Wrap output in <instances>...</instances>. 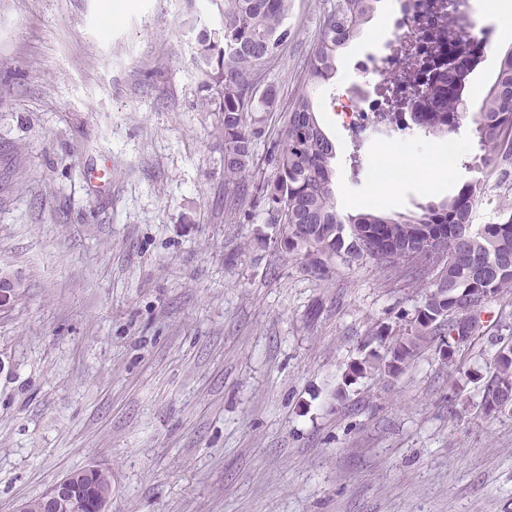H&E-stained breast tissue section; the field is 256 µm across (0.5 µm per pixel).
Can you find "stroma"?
<instances>
[{"mask_svg": "<svg viewBox=\"0 0 512 512\" xmlns=\"http://www.w3.org/2000/svg\"><path fill=\"white\" fill-rule=\"evenodd\" d=\"M377 0L329 84L307 66L336 0H293V37L263 75L256 173L296 96L336 144L343 214L412 215L481 176L470 121L452 134L372 137L387 165L453 148L445 182L359 170L333 94L388 29ZM211 0H0V512L97 466L109 512H512V414L481 401L512 346V296L475 336L386 355L431 293L369 260L328 276L281 245L261 210L224 207L220 115L201 107L197 25ZM393 181L388 200L380 182Z\"/></svg>", "mask_w": 512, "mask_h": 512, "instance_id": "1", "label": "stroma"}]
</instances>
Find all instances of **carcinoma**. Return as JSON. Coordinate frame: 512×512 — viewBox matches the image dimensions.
Listing matches in <instances>:
<instances>
[{"label": "carcinoma", "instance_id": "obj_1", "mask_svg": "<svg viewBox=\"0 0 512 512\" xmlns=\"http://www.w3.org/2000/svg\"><path fill=\"white\" fill-rule=\"evenodd\" d=\"M221 22L197 36V64L205 91L202 104L223 115L224 182L232 190L225 208L245 201L264 207L269 224L279 225L290 253L315 257L314 269L326 275L325 261L339 253L353 260L370 259L389 270L404 269L423 279L438 271L435 291L416 311L414 324L401 334L383 362L391 375L403 373L421 336H446L445 358L453 354L455 336L475 334L477 314L487 299L512 294V201L501 206L503 218L473 227L472 214L484 182H469L447 202L424 208L416 220L362 211L341 215L333 192L336 144L320 126L308 93L293 104L281 139L269 148L275 169L271 177L250 179L260 121L253 114L264 105L254 96L264 67L277 59L292 37L287 20L292 0H213ZM376 0H337L325 21L308 62V80L319 86L336 75L337 51L358 34L374 12ZM448 100L446 112L425 117L428 131L445 133L448 121L469 119L475 125L485 177H499L512 164V49L501 59L496 79L478 112H457ZM486 414L512 413V348L497 356L496 373L483 394ZM80 512H91L103 486L80 480Z\"/></svg>", "mask_w": 512, "mask_h": 512}]
</instances>
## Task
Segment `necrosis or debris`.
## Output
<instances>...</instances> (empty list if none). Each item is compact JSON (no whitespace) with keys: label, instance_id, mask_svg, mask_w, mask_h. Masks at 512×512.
Returning <instances> with one entry per match:
<instances>
[{"label":"necrosis or debris","instance_id":"necrosis-or-debris-1","mask_svg":"<svg viewBox=\"0 0 512 512\" xmlns=\"http://www.w3.org/2000/svg\"><path fill=\"white\" fill-rule=\"evenodd\" d=\"M391 31L376 54L358 59V82L339 95L351 137L385 129L393 139L409 138L448 98V73L456 71L466 94L486 47L497 34L477 0H394ZM437 87V95L426 87Z\"/></svg>","mask_w":512,"mask_h":512}]
</instances>
